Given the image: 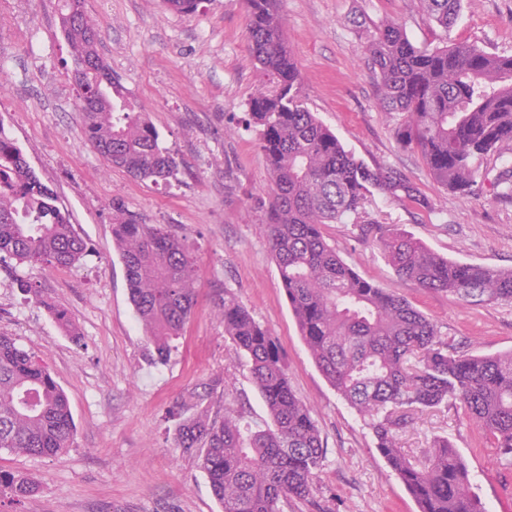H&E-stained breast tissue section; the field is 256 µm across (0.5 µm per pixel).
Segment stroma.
<instances>
[{
    "instance_id": "stroma-1",
    "label": "stroma",
    "mask_w": 512,
    "mask_h": 512,
    "mask_svg": "<svg viewBox=\"0 0 512 512\" xmlns=\"http://www.w3.org/2000/svg\"><path fill=\"white\" fill-rule=\"evenodd\" d=\"M61 6L0 0V57L10 62L0 76V128L57 192L89 253L69 268L1 262L0 333L50 370L76 435L52 459L0 450V468L39 481L21 504L0 502V512H221L198 456L176 448L169 411L197 383L220 378L217 406L257 423L268 418L245 357L224 334L217 302L226 291L276 339L291 387L326 443L312 494L281 502V512H418L363 418L313 362L271 257L264 233L271 177L248 115L249 100L270 84L249 46L243 0H205L193 13L164 0H84L98 55L179 164L166 184L131 177L85 141ZM280 11L306 107L347 150L397 170L428 201L420 208L375 195L359 214L325 226L337 252L361 277L409 301L458 351L511 352L512 304L472 305L400 279L376 245L375 227L402 229L458 262L512 268V179L500 180L512 166V141L484 161L475 193L440 186L420 153L398 143V114L378 103L363 30L394 21L421 49L467 42L512 55V0H462L447 30L415 0H281ZM117 201L145 223L171 227L197 261L196 305L162 365L145 358L146 333L112 242ZM23 279L37 294L21 291ZM41 296L69 312L80 341L59 329ZM444 435L465 460L485 512H512V466L460 405L425 412L400 444L417 455Z\"/></svg>"
}]
</instances>
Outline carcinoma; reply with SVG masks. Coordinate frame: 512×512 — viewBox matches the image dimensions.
<instances>
[{
  "instance_id": "1",
  "label": "carcinoma",
  "mask_w": 512,
  "mask_h": 512,
  "mask_svg": "<svg viewBox=\"0 0 512 512\" xmlns=\"http://www.w3.org/2000/svg\"><path fill=\"white\" fill-rule=\"evenodd\" d=\"M278 2L246 0L250 48L272 83L248 106L273 180L266 237L300 335L325 379L367 419L376 448L419 512H483L448 437L435 438L421 459L401 448L398 437L420 413L454 402L512 463V352L458 353L421 311L360 277L328 242L324 226L358 214L375 193L419 206L425 200L398 171L356 158L304 106ZM416 2L445 30L458 19L461 0ZM60 28L80 70L75 84L85 139L136 179L175 176V157L99 57L97 29L76 17L73 0H64ZM365 54L383 107L400 115L398 142L420 152L442 187L472 192L481 161L512 141V55L472 43L420 50L395 21L368 36ZM113 211L112 240L148 332V357L163 364L196 302L195 259L167 227L143 223L121 202ZM376 245L400 278L422 288L466 303H512V269L445 259L395 228H379ZM87 252L54 190L0 134V256L58 268ZM36 300L66 335L79 339L65 309L39 295ZM220 308L224 334L248 358L269 421L254 425L214 408L221 381L202 382L170 411L175 445L198 454L222 512H280L282 500L311 495L324 442L289 384L275 338L227 291ZM75 433L68 399L46 366L1 334L0 449L54 458ZM37 487L32 475L0 470V495L16 503Z\"/></svg>"
}]
</instances>
